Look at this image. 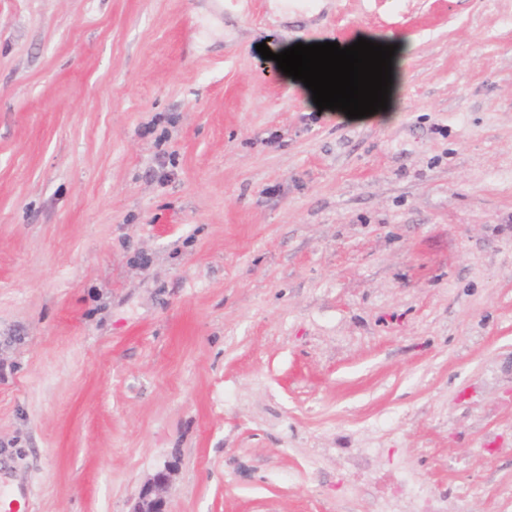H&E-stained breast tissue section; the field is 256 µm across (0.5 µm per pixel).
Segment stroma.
Returning <instances> with one entry per match:
<instances>
[{"instance_id": "stroma-1", "label": "stroma", "mask_w": 512, "mask_h": 512, "mask_svg": "<svg viewBox=\"0 0 512 512\" xmlns=\"http://www.w3.org/2000/svg\"><path fill=\"white\" fill-rule=\"evenodd\" d=\"M409 37L388 122L256 46ZM512 512V0H0L12 512ZM175 470L168 465L150 477L140 489L132 512H168L166 493Z\"/></svg>"}]
</instances>
